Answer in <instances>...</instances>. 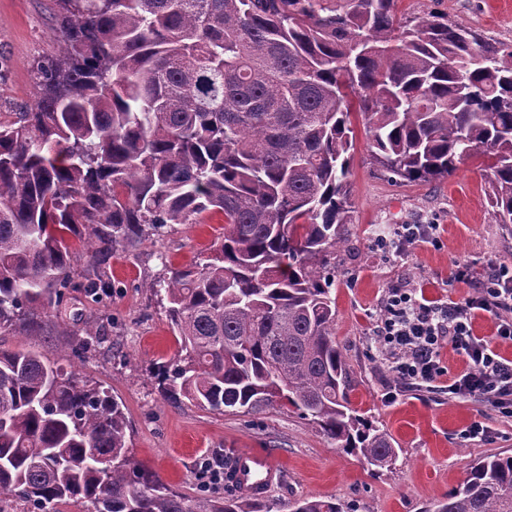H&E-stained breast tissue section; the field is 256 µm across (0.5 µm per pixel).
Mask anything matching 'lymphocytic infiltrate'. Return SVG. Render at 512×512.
Masks as SVG:
<instances>
[{
	"instance_id": "1",
	"label": "lymphocytic infiltrate",
	"mask_w": 512,
	"mask_h": 512,
	"mask_svg": "<svg viewBox=\"0 0 512 512\" xmlns=\"http://www.w3.org/2000/svg\"><path fill=\"white\" fill-rule=\"evenodd\" d=\"M498 318L495 338L474 335L477 312ZM378 334L391 371L403 384L420 386L447 378L448 395L476 399L512 417V360L500 355L498 343L512 342V267H490L475 297L441 308L416 299L408 288L393 289L380 309ZM452 347L466 362L449 374L441 359Z\"/></svg>"
}]
</instances>
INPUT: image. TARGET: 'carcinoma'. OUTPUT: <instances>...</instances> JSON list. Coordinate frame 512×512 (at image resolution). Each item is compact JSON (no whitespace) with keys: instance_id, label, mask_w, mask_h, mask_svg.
Segmentation results:
<instances>
[{"instance_id":"1","label":"carcinoma","mask_w":512,"mask_h":512,"mask_svg":"<svg viewBox=\"0 0 512 512\" xmlns=\"http://www.w3.org/2000/svg\"><path fill=\"white\" fill-rule=\"evenodd\" d=\"M54 2L58 50L36 64L34 100L0 113V332L68 336L84 357L99 319L62 314L111 294L112 253L220 214L207 262L166 278L180 351L155 369L160 395L218 414L288 406L391 468L398 449L352 407L335 339L352 114L393 179L483 156L512 224V44L442 15L402 21L396 0ZM127 428L97 383L0 349V496L23 512H270L224 494L225 471L173 490L133 464ZM292 512L343 509L304 497ZM430 512H512V456L478 461Z\"/></svg>"}]
</instances>
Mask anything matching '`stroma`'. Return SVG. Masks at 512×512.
I'll return each mask as SVG.
<instances>
[{
	"label": "stroma",
	"instance_id": "35a3bbf8",
	"mask_svg": "<svg viewBox=\"0 0 512 512\" xmlns=\"http://www.w3.org/2000/svg\"><path fill=\"white\" fill-rule=\"evenodd\" d=\"M53 4L0 0V112L33 101V67L57 47ZM397 11L419 19L444 14L484 37L512 43V0H397ZM352 121L353 213L336 253V342L347 363L353 407L371 415L399 448L394 469L345 453L285 407L219 415L160 397L153 369L173 359L179 343L151 286L165 279L168 266L205 261L224 231L219 214L112 254L111 295L99 302L80 299L66 312L71 319L90 312L112 317L102 344L86 358L72 356L65 336L0 333V349L53 354L65 370L109 388L128 421L132 461L185 495L198 492L193 464L202 455L216 448L254 450L272 454L284 473L265 498L272 512H290L302 497L333 499L356 512H428L464 483L477 460L512 455V417L473 399L449 398L437 387H400L375 340L379 309L391 289L403 286L423 289L441 304L475 296L473 283L490 266H512V225L500 224L489 204L480 157L439 181L392 182L367 150L362 117ZM402 224L435 230L405 257L377 250L376 235ZM460 264L469 265L470 281H454ZM475 421L487 426L489 441L464 439Z\"/></svg>",
	"mask_w": 512,
	"mask_h": 512
}]
</instances>
